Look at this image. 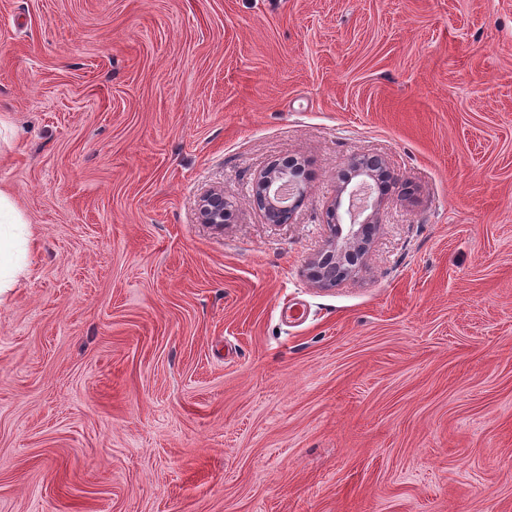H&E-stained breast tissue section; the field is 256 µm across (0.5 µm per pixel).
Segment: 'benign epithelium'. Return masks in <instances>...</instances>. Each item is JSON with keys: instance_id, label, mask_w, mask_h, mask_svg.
I'll use <instances>...</instances> for the list:
<instances>
[{"instance_id": "1", "label": "benign epithelium", "mask_w": 512, "mask_h": 512, "mask_svg": "<svg viewBox=\"0 0 512 512\" xmlns=\"http://www.w3.org/2000/svg\"><path fill=\"white\" fill-rule=\"evenodd\" d=\"M253 192L267 220L278 224L281 222L280 213L293 211L301 201L304 187L296 178V170L277 166L259 177ZM341 192L348 193V207L340 211L342 201L336 200L327 224V247L311 262L310 276L322 288L331 287L337 280L353 275L362 265L372 220V215L366 211L376 206L370 188L364 182L351 190L344 187ZM199 214L203 224L225 223L230 216V208L223 192L215 190L203 197Z\"/></svg>"}]
</instances>
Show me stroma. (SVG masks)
<instances>
[{
	"label": "stroma",
	"mask_w": 512,
	"mask_h": 512,
	"mask_svg": "<svg viewBox=\"0 0 512 512\" xmlns=\"http://www.w3.org/2000/svg\"><path fill=\"white\" fill-rule=\"evenodd\" d=\"M0 117V512H512V0H0ZM254 196L258 206L264 210L267 220L281 223L280 213L290 214L304 195V187L296 178V170L288 166L272 167L256 181ZM293 199L291 204L288 201ZM348 183L339 193L327 222L329 236L327 247L311 262L310 276L322 288L333 286L337 280L353 275L362 265L367 251V237L377 201L370 195V188L362 182L348 192V207L340 213L342 195ZM373 209L364 220L359 218ZM347 216L348 222H344ZM0 223L12 224L17 231L11 236L0 234V292L2 288H10L13 278L19 269L14 260L15 250L19 242L28 243L32 238L30 221L17 205L10 191L0 187ZM230 205L221 191L215 190L203 197L199 204L202 224H224L230 216Z\"/></svg>",
	"instance_id": "stroma-1"
}]
</instances>
